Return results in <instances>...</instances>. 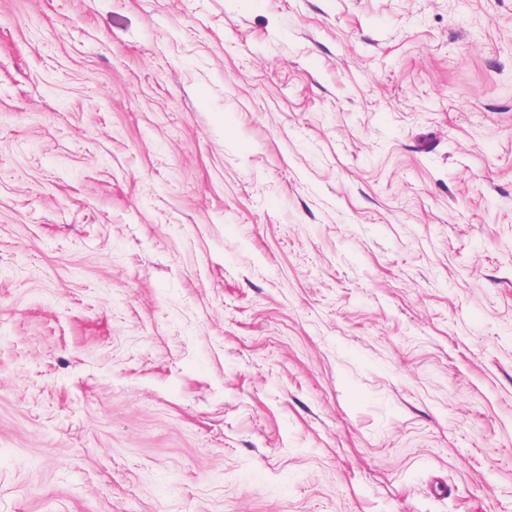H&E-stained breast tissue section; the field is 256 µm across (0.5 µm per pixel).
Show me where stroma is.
Returning <instances> with one entry per match:
<instances>
[{"mask_svg": "<svg viewBox=\"0 0 512 512\" xmlns=\"http://www.w3.org/2000/svg\"><path fill=\"white\" fill-rule=\"evenodd\" d=\"M0 512H512V0H0Z\"/></svg>", "mask_w": 512, "mask_h": 512, "instance_id": "1", "label": "stroma"}]
</instances>
